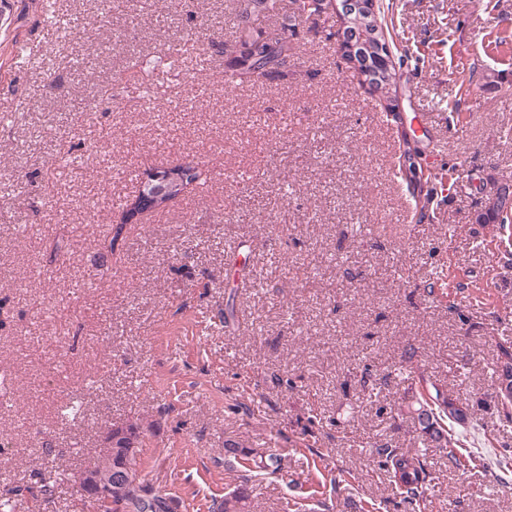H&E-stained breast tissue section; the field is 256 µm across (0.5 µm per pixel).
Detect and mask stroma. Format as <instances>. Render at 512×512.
Masks as SVG:
<instances>
[{
  "instance_id": "obj_1",
  "label": "stroma",
  "mask_w": 512,
  "mask_h": 512,
  "mask_svg": "<svg viewBox=\"0 0 512 512\" xmlns=\"http://www.w3.org/2000/svg\"><path fill=\"white\" fill-rule=\"evenodd\" d=\"M409 53L400 110L425 115L424 224L398 219L383 95L359 86L323 21L294 28L293 76L224 81L237 0H13L0 26V493L53 485L15 512H92L79 477L107 430L137 426V468L171 512H411L373 446L418 445L395 375L415 352L465 398L466 447L512 448L495 397L512 346V243L476 216L512 184V0H382ZM188 44L146 102L131 59ZM469 81V91L459 88ZM224 177L123 227L115 199L149 172ZM368 366L378 395L356 377ZM77 415L64 416L70 402ZM236 444L228 456L225 443ZM426 512H512V488L431 451Z\"/></svg>"
}]
</instances>
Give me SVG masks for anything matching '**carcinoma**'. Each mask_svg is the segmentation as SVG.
<instances>
[{"label":"carcinoma","mask_w":512,"mask_h":512,"mask_svg":"<svg viewBox=\"0 0 512 512\" xmlns=\"http://www.w3.org/2000/svg\"><path fill=\"white\" fill-rule=\"evenodd\" d=\"M232 44L240 47V54L234 57V69L231 82L257 85L275 78L286 79L290 71L289 63L295 56V44L288 36V25L284 24L274 36H262L254 33L255 22L266 18L273 19L287 15L294 21L325 18L336 23V0H239ZM378 32L369 36V30L354 25L350 29L349 39L353 40L355 53L367 52L370 64L360 68L358 77L372 91H389L399 79V66L403 58L395 59L387 51L376 50V41L390 45L387 26L383 19H377ZM230 44V45H232ZM224 44V48H230ZM180 49L168 46L157 56L156 69L168 72L175 68ZM404 149L400 155V172L411 183L417 180L416 165L413 161L415 148L408 138H403ZM482 224H508L512 222V188L502 186L495 197L488 200L477 214ZM504 361L498 377L496 398L504 413H512V349L500 347ZM415 354L408 356L404 380L410 382L411 395L405 401L402 412L409 415L418 425L425 447L441 449L448 459V468L454 470H473L476 468L474 455L463 447V443L454 431V426H466L470 423L468 405L461 398H453L442 388L425 377L421 366L414 361ZM115 444L119 448H129L132 444H141L140 434L134 427H116L112 429ZM377 465L385 470L403 500L409 504H418L426 499L427 491L434 480L432 474L420 458L402 448L388 444L375 449ZM495 480L504 486L512 484V451L506 449L498 460ZM113 502L124 504V512H170L167 498L138 480L136 486H117L112 488ZM248 495L242 489L224 498L217 506V512H245Z\"/></svg>","instance_id":"cac0c4a2"}]
</instances>
